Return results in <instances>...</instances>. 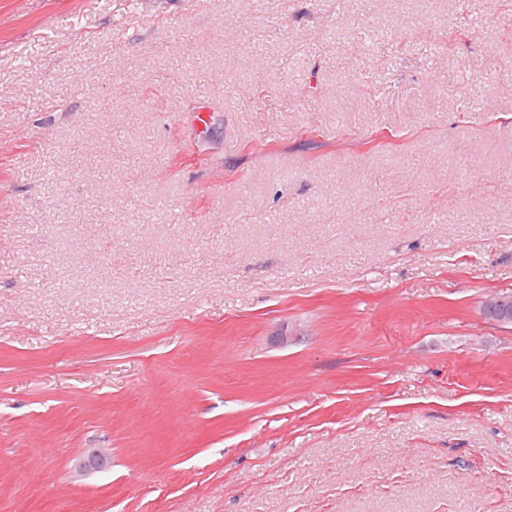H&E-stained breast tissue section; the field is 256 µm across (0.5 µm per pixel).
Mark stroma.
<instances>
[{
	"mask_svg": "<svg viewBox=\"0 0 512 512\" xmlns=\"http://www.w3.org/2000/svg\"><path fill=\"white\" fill-rule=\"evenodd\" d=\"M510 293L512 0H0V512H512Z\"/></svg>",
	"mask_w": 512,
	"mask_h": 512,
	"instance_id": "35a3bbf8",
	"label": "stroma"
}]
</instances>
